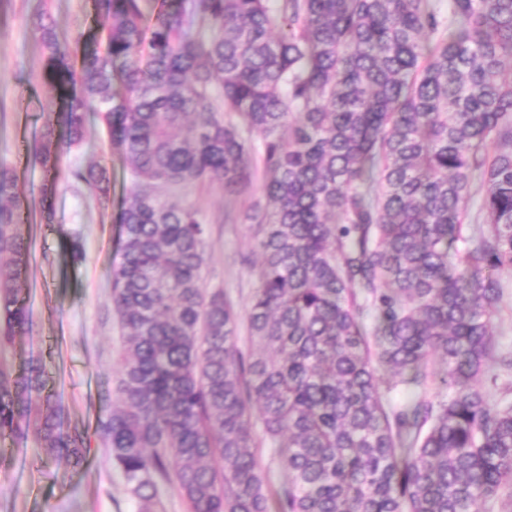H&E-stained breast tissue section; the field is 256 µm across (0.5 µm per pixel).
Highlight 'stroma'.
Returning <instances> with one entry per match:
<instances>
[{
	"label": "stroma",
	"instance_id": "stroma-1",
	"mask_svg": "<svg viewBox=\"0 0 512 512\" xmlns=\"http://www.w3.org/2000/svg\"><path fill=\"white\" fill-rule=\"evenodd\" d=\"M47 14L60 40L78 50L94 49L99 25L92 0H0V169L14 179L22 204L19 231L31 245L22 272L30 311L24 331L0 337V367L11 376L41 370L43 392L31 398L32 426L18 442H0V512H137L124 479L109 457L98 429L116 385L123 343L110 300L109 274L121 261L119 213L132 178L111 152L98 113L86 116L77 148L62 155L56 174L31 165L26 148L56 126L63 93L47 79L34 29ZM106 169L112 204L101 210L94 192L68 176L70 168ZM262 195L261 184L228 198L216 185L181 190L183 202L207 218V290L223 291L246 313L257 286V268L242 264L254 245L249 225L221 222ZM64 409L63 428L85 437L81 462L48 453L35 426L46 395Z\"/></svg>",
	"mask_w": 512,
	"mask_h": 512
}]
</instances>
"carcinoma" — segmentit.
I'll return each mask as SVG.
<instances>
[{"mask_svg": "<svg viewBox=\"0 0 512 512\" xmlns=\"http://www.w3.org/2000/svg\"><path fill=\"white\" fill-rule=\"evenodd\" d=\"M94 4L98 48L78 60L34 22L68 136L47 129L30 156L55 168L96 110L132 176L110 272L124 354L101 427L142 512L162 484L188 512L512 507V402L475 383L512 269V0H448L446 20L435 0ZM259 174L245 352L238 311L203 285L204 220L166 190L216 181L236 197ZM70 175L108 209L102 171ZM477 176L484 223L464 236ZM13 186L0 171L9 334L29 324ZM40 387L0 370V439L24 436ZM45 406V447L80 459L83 437Z\"/></svg>", "mask_w": 512, "mask_h": 512, "instance_id": "obj_1", "label": "carcinoma"}]
</instances>
